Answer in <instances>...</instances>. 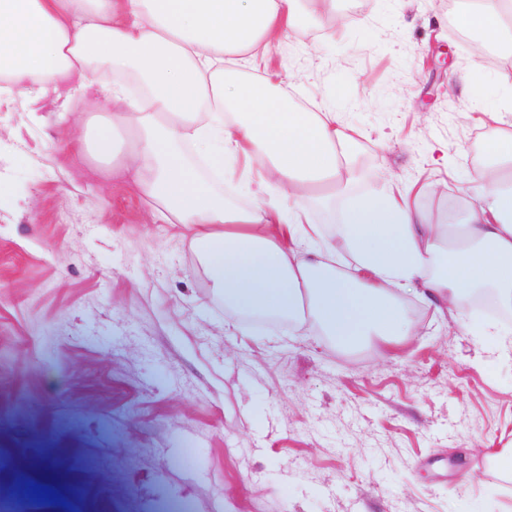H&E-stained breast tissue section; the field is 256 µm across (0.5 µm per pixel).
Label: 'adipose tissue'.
<instances>
[{"mask_svg": "<svg viewBox=\"0 0 512 512\" xmlns=\"http://www.w3.org/2000/svg\"><path fill=\"white\" fill-rule=\"evenodd\" d=\"M336 27V0H0V96L75 97L88 70L112 107L75 119L73 140L111 163L116 128L132 140L124 168L153 217L191 245L214 290L242 314L317 325L352 348L409 335V299L454 306L494 289L512 308V128L500 108L497 160L476 170L479 194L448 211L383 186L349 192L362 174L359 140L335 102L311 112L288 94L291 75L259 72L303 16ZM474 66L489 45L512 59V0H467ZM235 178L247 205L226 202L186 155ZM341 206L334 226L321 209Z\"/></svg>", "mask_w": 512, "mask_h": 512, "instance_id": "1", "label": "adipose tissue"}]
</instances>
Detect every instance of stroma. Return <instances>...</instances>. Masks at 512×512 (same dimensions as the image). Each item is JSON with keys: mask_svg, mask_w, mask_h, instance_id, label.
I'll use <instances>...</instances> for the list:
<instances>
[{"mask_svg": "<svg viewBox=\"0 0 512 512\" xmlns=\"http://www.w3.org/2000/svg\"><path fill=\"white\" fill-rule=\"evenodd\" d=\"M449 0H338L336 35L271 52L306 108L340 94L360 164L419 205L475 196L481 109L512 66H471ZM87 89L0 99V499L23 512H512V349L426 308L410 336L345 350L311 328L225 331L188 241L121 168L69 145ZM448 148L440 163L436 143ZM47 484L55 503L21 496Z\"/></svg>", "mask_w": 512, "mask_h": 512, "instance_id": "stroma-1", "label": "stroma"}]
</instances>
